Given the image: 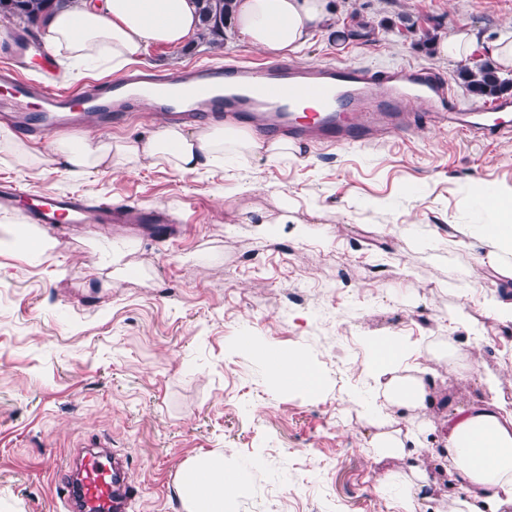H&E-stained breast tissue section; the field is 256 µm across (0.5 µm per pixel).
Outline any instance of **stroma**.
Returning a JSON list of instances; mask_svg holds the SVG:
<instances>
[{
  "instance_id": "35a3bbf8",
  "label": "stroma",
  "mask_w": 512,
  "mask_h": 512,
  "mask_svg": "<svg viewBox=\"0 0 512 512\" xmlns=\"http://www.w3.org/2000/svg\"><path fill=\"white\" fill-rule=\"evenodd\" d=\"M334 27L314 32L292 64L419 66L479 103L461 77L512 32V0H332ZM412 28H405L402 17ZM477 31L466 63L437 58L430 39ZM269 63L238 34L193 35L179 50L153 45L141 67L169 75L196 66ZM32 95L43 74L88 94L110 68L77 81L47 51L18 64ZM408 133L363 146H308L258 166L228 162L182 174L164 165L76 180L52 162V138L32 139L46 163L29 176L0 161V182L34 193H77L171 215L165 224H62L37 259L25 240L0 251V512H55L54 483L69 452L105 442L128 461L139 512H186L177 475L190 460L246 468L232 512H400L406 464L375 463L355 392L367 391V338L397 336L422 351L437 403L424 457L444 448L458 405L495 376L512 402V322L494 300L505 281L460 236L497 213L474 202L483 185L512 186V137L485 140L421 119ZM271 216L259 224L260 216ZM431 246H424V239ZM126 249L127 278L111 275ZM466 285L449 289L451 281ZM458 310L462 320H451ZM475 367L464 380L441 356L447 340ZM300 354L320 389L283 386L268 354Z\"/></svg>"
}]
</instances>
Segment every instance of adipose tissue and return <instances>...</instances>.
Listing matches in <instances>:
<instances>
[{"mask_svg": "<svg viewBox=\"0 0 512 512\" xmlns=\"http://www.w3.org/2000/svg\"><path fill=\"white\" fill-rule=\"evenodd\" d=\"M333 20L329 0H233L229 16L245 42L273 57L296 54L316 30ZM198 25L192 0H75L47 20L45 44L56 57L94 66L108 62L119 72L136 62L148 45L182 47ZM53 150L70 177L86 179L104 169L121 174L157 164L184 173L228 160L262 164L297 155L301 148L213 120L192 132L160 125L149 136L115 141L81 132L54 140ZM479 200L497 209L500 221L478 225L470 235L481 242L494 270L510 280L512 188H485ZM412 355L395 336L372 343L368 375L389 410L381 412L366 396L354 398L366 424L375 430L369 442L375 462H407L414 476L402 496L403 512H416L421 484L429 478L416 433L406 426L412 411L432 403L423 379L406 373ZM484 386L488 400L458 407L445 427L448 466L463 488L454 497L456 512H512V402L501 396L496 378H485ZM177 479L186 512H224L243 475L225 471L222 461L206 459L185 465Z\"/></svg>", "mask_w": 512, "mask_h": 512, "instance_id": "adipose-tissue-1", "label": "adipose tissue"}]
</instances>
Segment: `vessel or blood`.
<instances>
[{
	"instance_id": "vessel-or-blood-1",
	"label": "vessel or blood",
	"mask_w": 512,
	"mask_h": 512,
	"mask_svg": "<svg viewBox=\"0 0 512 512\" xmlns=\"http://www.w3.org/2000/svg\"><path fill=\"white\" fill-rule=\"evenodd\" d=\"M28 89L12 73L0 70V112L14 116L16 127L49 134L62 126H86L90 115L117 119L143 100H152L161 120L188 123L228 118L273 137L299 143L353 145L403 134L411 124L407 104L422 105L424 119L454 113L456 130L484 139L512 134V102L459 109L448 82L424 67L380 69L351 64L308 68L285 63L264 67L235 64L230 69L203 67L162 78L130 74L75 100L53 87L40 97L37 120L27 116ZM322 109L298 117L303 101ZM24 201L32 224H156V213L118 210L111 203H90L77 195L32 194L16 185H0V207ZM135 490L126 459L103 445L78 448L59 481L58 512H134Z\"/></svg>"
}]
</instances>
